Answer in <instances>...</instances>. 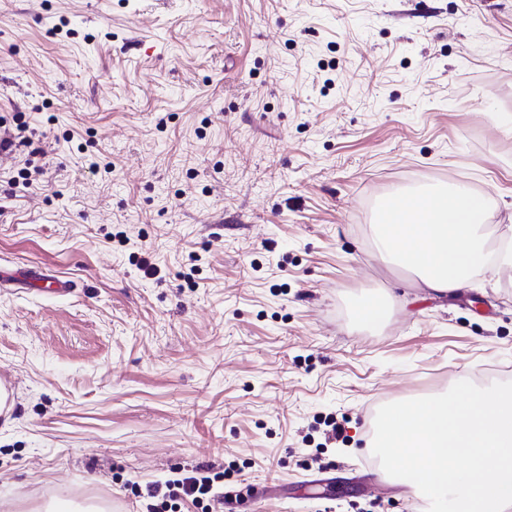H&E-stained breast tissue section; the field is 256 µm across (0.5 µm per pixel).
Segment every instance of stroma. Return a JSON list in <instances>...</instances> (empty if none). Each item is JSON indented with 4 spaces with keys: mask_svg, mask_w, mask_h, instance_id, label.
<instances>
[{
    "mask_svg": "<svg viewBox=\"0 0 512 512\" xmlns=\"http://www.w3.org/2000/svg\"><path fill=\"white\" fill-rule=\"evenodd\" d=\"M0 117V263L75 284L0 287V512L199 464L252 490L210 512H424L370 408L512 381V266L433 295L375 205L464 185L512 236V0H0Z\"/></svg>",
    "mask_w": 512,
    "mask_h": 512,
    "instance_id": "stroma-1",
    "label": "stroma"
}]
</instances>
